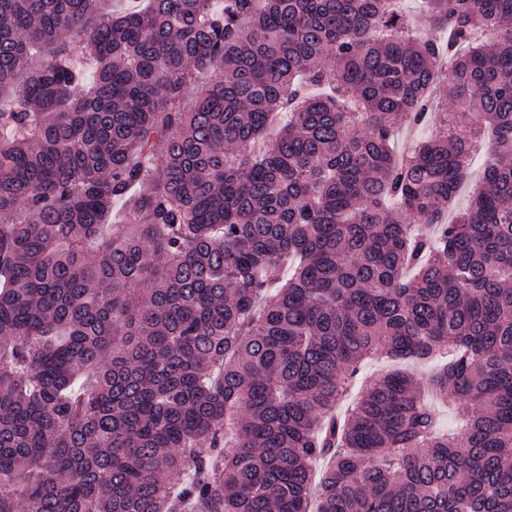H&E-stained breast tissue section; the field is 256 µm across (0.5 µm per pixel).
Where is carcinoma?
<instances>
[{"mask_svg": "<svg viewBox=\"0 0 512 512\" xmlns=\"http://www.w3.org/2000/svg\"><path fill=\"white\" fill-rule=\"evenodd\" d=\"M104 2L0 0V512H512V0ZM399 366H402V367H405L408 369L413 368V366L411 364L399 365V364H396V363H394L386 358H382V357H376V358L369 360L367 362V364L363 367V369L360 371V375L358 376V379L357 380L354 379L353 382L351 383L347 401L344 402L343 404H341L340 412L346 411L348 405L352 403L353 399L355 398V396L357 395V393L359 391L360 384H361L362 380H364L365 378H369L370 376L378 374V373L390 371Z\"/></svg>", "mask_w": 512, "mask_h": 512, "instance_id": "cac0c4a2", "label": "carcinoma"}]
</instances>
